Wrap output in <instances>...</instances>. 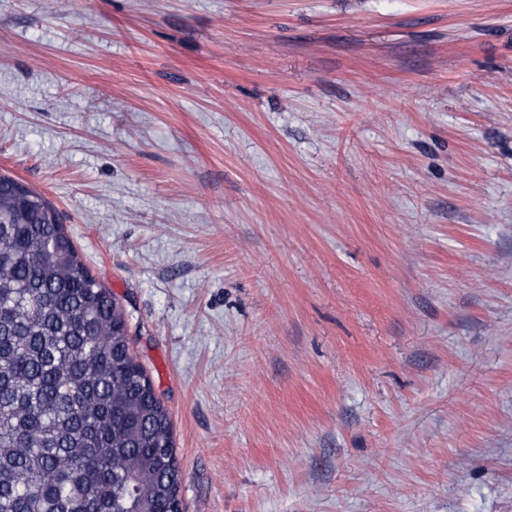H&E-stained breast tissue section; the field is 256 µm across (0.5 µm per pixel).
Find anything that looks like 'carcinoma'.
Wrapping results in <instances>:
<instances>
[{"instance_id": "1", "label": "carcinoma", "mask_w": 512, "mask_h": 512, "mask_svg": "<svg viewBox=\"0 0 512 512\" xmlns=\"http://www.w3.org/2000/svg\"><path fill=\"white\" fill-rule=\"evenodd\" d=\"M0 184V512H174L171 417L112 292L44 195Z\"/></svg>"}]
</instances>
